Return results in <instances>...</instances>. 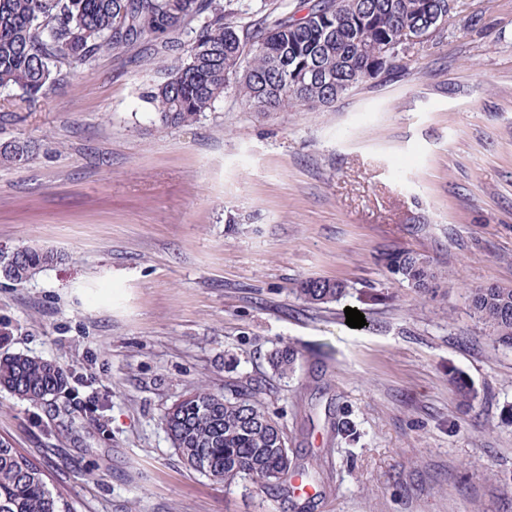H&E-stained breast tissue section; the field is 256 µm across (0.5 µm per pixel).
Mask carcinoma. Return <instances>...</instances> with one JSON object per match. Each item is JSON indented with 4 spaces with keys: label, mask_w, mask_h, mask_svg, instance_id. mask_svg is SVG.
<instances>
[{
    "label": "carcinoma",
    "mask_w": 512,
    "mask_h": 512,
    "mask_svg": "<svg viewBox=\"0 0 512 512\" xmlns=\"http://www.w3.org/2000/svg\"><path fill=\"white\" fill-rule=\"evenodd\" d=\"M455 0H315L302 16L270 11L250 29L254 5L238 0H0V112L31 105L63 85L75 71L90 72L106 52L121 53L144 39L170 61L160 80L142 92L165 126L197 122L232 93L251 112L288 105L326 106L359 84L393 72L378 52L402 49L414 32L432 35ZM27 141L0 143V165L22 166ZM58 260L48 249L0 255V273L16 283ZM386 265L420 294L439 277L429 257L404 252ZM307 304L338 301L345 286L312 278L297 289ZM471 317L493 346L512 351V287L469 290ZM282 378L295 373L297 353L284 347L271 357ZM67 376L52 361L23 354L0 356V387L39 404L65 391ZM262 381L216 391L199 385L174 404L162 422L183 463L231 484L250 478L274 497L290 492L295 477L312 479L304 455L259 394ZM0 512H72L49 485L42 467L0 438Z\"/></svg>",
    "instance_id": "obj_1"
}]
</instances>
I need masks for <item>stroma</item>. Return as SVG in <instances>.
Here are the masks:
<instances>
[{"label":"stroma","instance_id":"1","mask_svg":"<svg viewBox=\"0 0 512 512\" xmlns=\"http://www.w3.org/2000/svg\"><path fill=\"white\" fill-rule=\"evenodd\" d=\"M164 63L142 44L105 53L0 112V142L34 146L0 167V253L62 256L23 284L0 276V356L57 362L71 383L42 404L0 389V438L74 512H290L186 468L162 426L197 384L259 378L319 465L315 512H502L512 352L481 335L467 291L512 286V0H457L402 68L329 108L258 114L230 94L165 127L140 99ZM405 251L445 271L428 295L383 264ZM309 278L347 295L303 304ZM284 345L288 379L269 364Z\"/></svg>","mask_w":512,"mask_h":512}]
</instances>
